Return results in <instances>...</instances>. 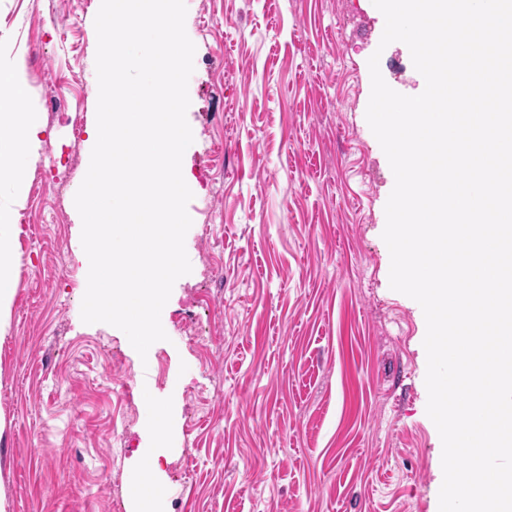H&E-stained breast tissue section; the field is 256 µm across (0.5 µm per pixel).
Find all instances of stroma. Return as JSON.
<instances>
[{
    "label": "stroma",
    "instance_id": "1",
    "mask_svg": "<svg viewBox=\"0 0 512 512\" xmlns=\"http://www.w3.org/2000/svg\"><path fill=\"white\" fill-rule=\"evenodd\" d=\"M186 5L192 271L142 357L82 321L81 233L43 191L85 175L48 100L94 118L98 6L0 0V55L22 56L47 129L0 340V512H136L130 478L155 456L156 512H439L426 322L389 285L394 175L366 120L373 53L395 91L424 79L381 46L372 0Z\"/></svg>",
    "mask_w": 512,
    "mask_h": 512
}]
</instances>
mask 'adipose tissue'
Instances as JSON below:
<instances>
[{"label": "adipose tissue", "mask_w": 512, "mask_h": 512, "mask_svg": "<svg viewBox=\"0 0 512 512\" xmlns=\"http://www.w3.org/2000/svg\"><path fill=\"white\" fill-rule=\"evenodd\" d=\"M22 69L20 58H0V132L7 134L11 145L9 152H0V181L14 184L19 203L26 200L29 169L25 159L42 144L45 133L40 119L24 109L27 89ZM19 217L17 207L0 208V328L9 320L19 286L12 251L21 232Z\"/></svg>", "instance_id": "1"}]
</instances>
